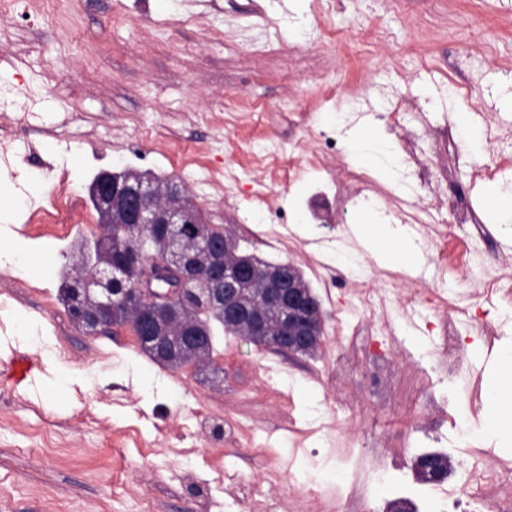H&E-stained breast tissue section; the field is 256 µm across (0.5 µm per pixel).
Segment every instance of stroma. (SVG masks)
<instances>
[{"label": "stroma", "instance_id": "1", "mask_svg": "<svg viewBox=\"0 0 512 512\" xmlns=\"http://www.w3.org/2000/svg\"><path fill=\"white\" fill-rule=\"evenodd\" d=\"M509 83L512 0H322L318 10L303 0L297 12L289 0H14L0 14V127L17 130L0 152V222L32 259L27 270L0 269V372L16 355L39 371L17 392L0 383V512H232L262 482L270 512H383L376 475L398 482L419 449L442 446L460 474L476 448L512 461V434L479 436L485 378H512V349L499 347L512 336L502 317L512 294L486 296L481 272L465 270L467 316L431 295L453 209L470 216L472 249L512 280L495 218L512 209L498 190L512 166V111L487 108ZM455 84L471 95L449 96ZM400 96L406 111L381 115L380 102ZM462 115L490 137L485 153L458 138ZM351 129L413 149L399 181L325 151V138ZM272 146L288 148L297 177L260 161ZM482 164L499 167L494 180L473 178ZM124 169L184 183L244 251L295 265L323 311L317 355H283L216 322L218 383L196 365L155 362L130 329L92 335L74 322L60 288L78 243L101 233L87 188ZM347 170L391 221L403 203L418 208L408 226L421 256L378 261L346 224H313L310 239L296 232L312 224L309 201L332 205ZM59 191L76 203L67 235L32 216ZM275 231L287 248L267 245ZM340 247L392 290L386 306L341 323L357 280L337 264ZM413 288L418 308L403 312ZM16 312L35 336L13 333ZM432 336L456 337L455 370L439 367ZM62 364L87 382L60 390ZM198 410L212 417L203 444ZM303 470L318 474V498L294 479Z\"/></svg>", "mask_w": 512, "mask_h": 512}]
</instances>
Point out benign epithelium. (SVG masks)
Returning a JSON list of instances; mask_svg holds the SVG:
<instances>
[{"mask_svg": "<svg viewBox=\"0 0 512 512\" xmlns=\"http://www.w3.org/2000/svg\"><path fill=\"white\" fill-rule=\"evenodd\" d=\"M88 193L100 222L124 224L131 236L127 258L122 262L105 255L99 239L81 248L83 263L90 268V275L82 281L97 289L102 300L86 312L76 309L75 314L86 319L93 332L119 326V317L136 309L138 314L131 325L140 335L155 340L162 351V337L173 326L174 308L185 303V285L202 279L212 288L211 304L224 305L228 321L244 322L246 340L270 345L287 356L297 355L307 344L309 321L322 315L321 303L314 293L296 285L293 265H288L287 277L275 282L251 273L258 283L254 289L257 303L245 313L239 306L237 288L242 269H232L223 260L224 240L211 241L203 254L186 248L198 219L183 183L157 181L134 170L102 171ZM145 231L162 239L160 250L141 249L139 242ZM274 306L281 310V324L276 339L269 342L263 310Z\"/></svg>", "mask_w": 512, "mask_h": 512, "instance_id": "obj_1", "label": "benign epithelium"}]
</instances>
